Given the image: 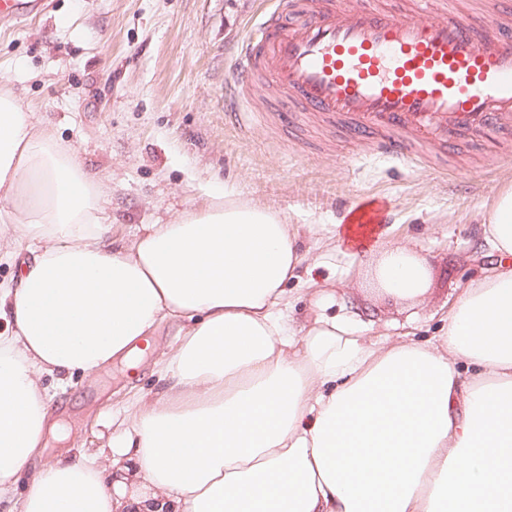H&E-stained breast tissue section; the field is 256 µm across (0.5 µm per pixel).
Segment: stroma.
<instances>
[{"label":"stroma","instance_id":"obj_1","mask_svg":"<svg viewBox=\"0 0 512 512\" xmlns=\"http://www.w3.org/2000/svg\"><path fill=\"white\" fill-rule=\"evenodd\" d=\"M263 0H46L21 21L0 18V74L22 103L68 143L111 196L112 235L131 239L142 225L203 208L210 190L282 211L300 227V277L288 285L292 319L314 316L313 289L330 313L351 316L366 335L431 336L451 303L480 273L472 256L480 215L512 182V149L495 138L458 142L447 167L398 164L368 153L343 128L299 133L255 122H224V94L238 41ZM384 200L374 251L358 255L330 236L349 211ZM423 255L424 300L380 294L368 275L381 247ZM178 340L161 326L144 361L112 364L45 394L69 413L71 454L92 455L112 412L152 393L154 362Z\"/></svg>","mask_w":512,"mask_h":512}]
</instances>
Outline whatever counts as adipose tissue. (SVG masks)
<instances>
[{
	"label": "adipose tissue",
	"instance_id": "1",
	"mask_svg": "<svg viewBox=\"0 0 512 512\" xmlns=\"http://www.w3.org/2000/svg\"><path fill=\"white\" fill-rule=\"evenodd\" d=\"M101 183L0 77V494L7 512H512V184L482 218L490 263L432 340L370 341L345 315L289 318L297 225L226 191L113 239ZM384 293L414 304L425 259L381 250ZM177 348L159 389L112 416L91 458H35L67 383Z\"/></svg>",
	"mask_w": 512,
	"mask_h": 512
}]
</instances>
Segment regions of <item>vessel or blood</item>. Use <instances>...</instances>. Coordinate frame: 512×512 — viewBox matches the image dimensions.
Listing matches in <instances>:
<instances>
[{
	"instance_id": "obj_1",
	"label": "vessel or blood",
	"mask_w": 512,
	"mask_h": 512,
	"mask_svg": "<svg viewBox=\"0 0 512 512\" xmlns=\"http://www.w3.org/2000/svg\"><path fill=\"white\" fill-rule=\"evenodd\" d=\"M273 0L241 42L224 114L243 127L264 115L291 128L346 122L379 156H440L448 140L512 136V0L431 16L435 0ZM42 0H0V17L42 11ZM271 96L258 98L259 84ZM384 215L372 200L354 224Z\"/></svg>"
}]
</instances>
